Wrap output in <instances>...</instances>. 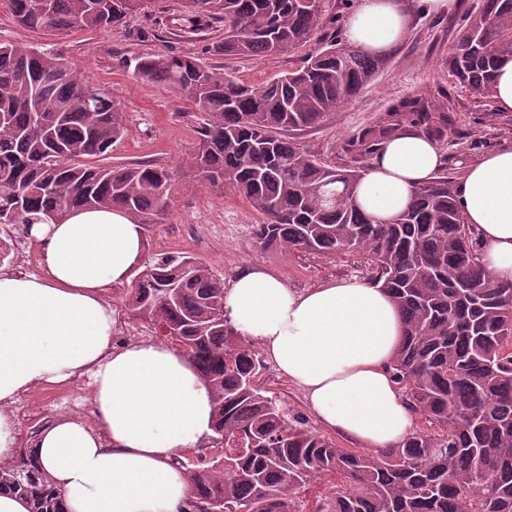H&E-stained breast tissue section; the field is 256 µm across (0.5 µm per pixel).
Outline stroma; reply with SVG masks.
<instances>
[{
  "label": "stroma",
  "mask_w": 512,
  "mask_h": 512,
  "mask_svg": "<svg viewBox=\"0 0 512 512\" xmlns=\"http://www.w3.org/2000/svg\"><path fill=\"white\" fill-rule=\"evenodd\" d=\"M409 26L405 38L388 51L387 69L337 115L318 127L295 133L300 147L324 163L354 166L353 138L399 101L425 97L449 103L446 163L462 168L512 139V112L499 111L493 99H475L442 65L461 36L459 16L473 0H450L440 14L426 13L421 0H406ZM181 0H153L148 9L109 30L77 29L63 35L35 32L14 19L0 0V42L49 51L69 64L75 75L107 87L126 117L127 132L112 146V164L150 161L170 169L174 186L168 211L144 225L145 254L188 255L231 280L252 263L263 265L294 288H311L343 279L365 278L366 262L353 255L323 256L262 249L253 235L261 221L242 197L211 186L199 174L201 119L189 100L161 85L137 78L131 63L142 53H189L216 71L248 83L284 75L301 63L300 54L265 58L217 56L211 43L224 34L223 24L199 30L182 22ZM256 385L282 409L288 421H300L341 448L351 442L322 428L302 392L259 357ZM73 382L48 384L27 395L30 404L53 418L77 413L90 417L89 402L74 403Z\"/></svg>",
  "instance_id": "35a3bbf8"
}]
</instances>
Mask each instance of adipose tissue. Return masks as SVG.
I'll list each match as a JSON object with an SVG mask.
<instances>
[{
  "label": "adipose tissue",
  "mask_w": 512,
  "mask_h": 512,
  "mask_svg": "<svg viewBox=\"0 0 512 512\" xmlns=\"http://www.w3.org/2000/svg\"><path fill=\"white\" fill-rule=\"evenodd\" d=\"M407 17L405 0H358L346 41L385 52L404 38ZM443 163L436 142L406 129L381 144L356 200L370 216L389 218ZM458 191L480 263L495 280L512 281V141L469 164ZM30 237L40 272L0 271V463L16 445L6 406L41 386L86 376L92 420L56 419L37 444L67 512H185L190 482L174 459L211 435L213 394L171 345H114L104 298L139 264L141 224L121 210H79L33 225ZM224 309L240 336L303 392L323 426L371 449L396 446L413 432L390 371L402 319L382 288L354 278L292 288L254 264L226 288Z\"/></svg>",
  "instance_id": "ef3b65f1"
}]
</instances>
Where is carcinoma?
Listing matches in <instances>:
<instances>
[{"mask_svg": "<svg viewBox=\"0 0 512 512\" xmlns=\"http://www.w3.org/2000/svg\"><path fill=\"white\" fill-rule=\"evenodd\" d=\"M27 29H108L149 0H9ZM195 26L224 23L214 55L263 58L297 52L321 31L325 0H187ZM448 55V71L474 95L490 94L492 72L512 57V0H477ZM374 55L336 39L303 65L258 84L228 78L186 54L144 53L135 74L184 93L203 113L196 166L214 185L263 216L264 248L366 260L368 280L398 307L403 337L392 373L418 427L395 448H338L288 422L255 385L256 355L229 343L224 280L189 256L147 263L126 305L169 330L209 383L214 455L176 459L191 484L188 512H301L310 481L340 478L319 512H512V282L477 261L455 173L417 187L405 210L381 220L355 199L362 171L330 166L286 137L339 111L385 69ZM448 104L404 99L354 140L359 155L405 126L445 139ZM104 86L73 75L62 59L0 42V224L45 223L84 208L123 210L147 222L164 212L169 171L154 164H99L125 132ZM29 512H66L35 451L15 448L0 465V490Z\"/></svg>", "mask_w": 512, "mask_h": 512, "instance_id": "cac0c4a2", "label": "carcinoma"}]
</instances>
